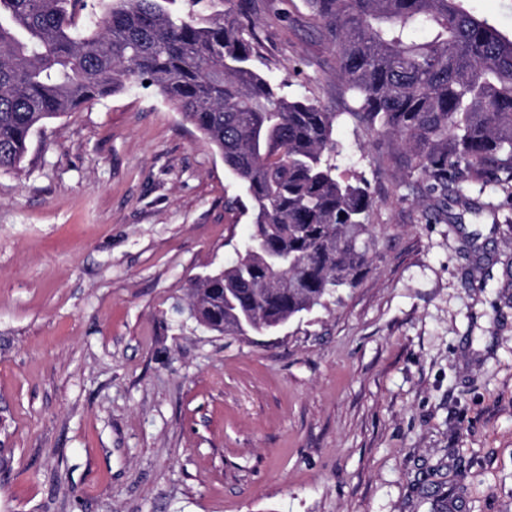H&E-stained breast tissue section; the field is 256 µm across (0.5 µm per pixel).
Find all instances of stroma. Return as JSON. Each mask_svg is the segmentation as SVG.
I'll list each match as a JSON object with an SVG mask.
<instances>
[{
	"label": "stroma",
	"mask_w": 512,
	"mask_h": 512,
	"mask_svg": "<svg viewBox=\"0 0 512 512\" xmlns=\"http://www.w3.org/2000/svg\"><path fill=\"white\" fill-rule=\"evenodd\" d=\"M229 5L340 113L368 270L274 333L206 330L188 290L250 230L222 157L137 85L46 121L0 170V512H512V193L379 165L305 0L169 8Z\"/></svg>",
	"instance_id": "stroma-1"
}]
</instances>
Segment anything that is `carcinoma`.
Returning <instances> with one entry per match:
<instances>
[{
	"label": "carcinoma",
	"mask_w": 512,
	"mask_h": 512,
	"mask_svg": "<svg viewBox=\"0 0 512 512\" xmlns=\"http://www.w3.org/2000/svg\"><path fill=\"white\" fill-rule=\"evenodd\" d=\"M0 0V169L23 160L46 121L138 84L154 87L224 159L251 229L236 260L196 279L189 299L226 336L271 331L368 268L376 201L337 174L338 112L285 91L257 65L256 23L166 10L162 0ZM463 0H306L336 53L348 116L395 140L401 163L462 196L488 174L512 190V37ZM423 31L425 38H417Z\"/></svg>",
	"instance_id": "cac0c4a2"
}]
</instances>
